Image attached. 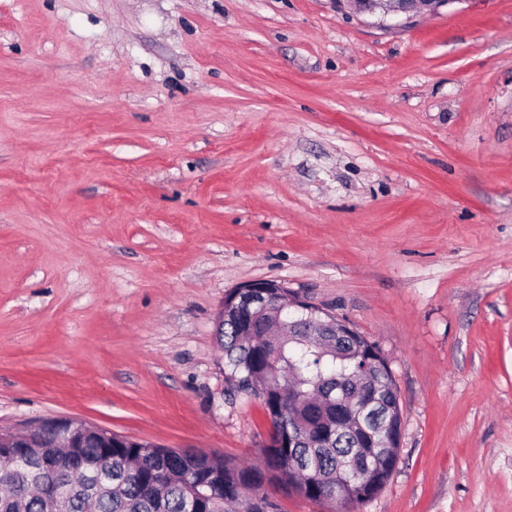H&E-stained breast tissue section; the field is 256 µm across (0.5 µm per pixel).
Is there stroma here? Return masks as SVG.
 Wrapping results in <instances>:
<instances>
[{
	"mask_svg": "<svg viewBox=\"0 0 512 512\" xmlns=\"http://www.w3.org/2000/svg\"><path fill=\"white\" fill-rule=\"evenodd\" d=\"M254 280L389 365L357 512H512V0H0V429L263 467L215 336ZM355 12L380 15L381 18H400L410 14H434L452 0H346Z\"/></svg>",
	"mask_w": 512,
	"mask_h": 512,
	"instance_id": "obj_1",
	"label": "stroma"
}]
</instances>
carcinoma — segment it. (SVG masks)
I'll return each instance as SVG.
<instances>
[{"label":"carcinoma","instance_id":"cac0c4a2","mask_svg":"<svg viewBox=\"0 0 512 512\" xmlns=\"http://www.w3.org/2000/svg\"><path fill=\"white\" fill-rule=\"evenodd\" d=\"M329 325L302 310L274 309L242 320L238 304L224 308L226 380L258 397L270 417L281 416L264 448L265 470L222 458L149 442L102 451L103 438L90 430L64 450L53 438L32 437L38 448L0 447V512H266L273 504L259 489L265 478L324 504L328 512H351L384 490L398 463L394 439L401 423L396 384L377 344L359 333L319 336ZM300 433L288 440V425ZM55 453L112 468L111 487L89 501L80 486L87 475L65 479L77 489L47 501L27 486L13 459Z\"/></svg>","mask_w":512,"mask_h":512}]
</instances>
